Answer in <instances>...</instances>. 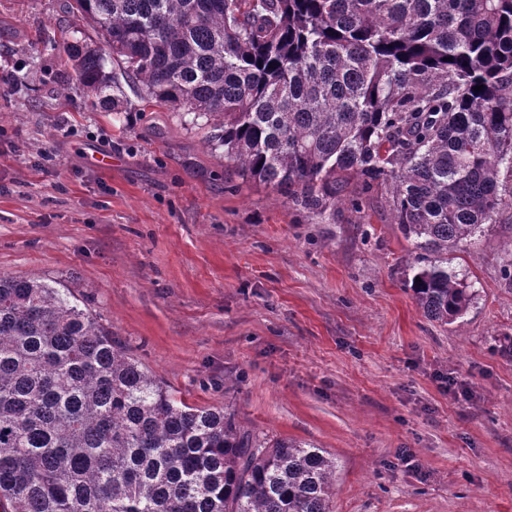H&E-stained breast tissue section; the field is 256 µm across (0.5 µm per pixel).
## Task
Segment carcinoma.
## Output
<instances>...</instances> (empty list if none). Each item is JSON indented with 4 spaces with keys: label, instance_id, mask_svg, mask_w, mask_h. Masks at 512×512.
I'll list each match as a JSON object with an SVG mask.
<instances>
[{
    "label": "carcinoma",
    "instance_id": "carcinoma-1",
    "mask_svg": "<svg viewBox=\"0 0 512 512\" xmlns=\"http://www.w3.org/2000/svg\"><path fill=\"white\" fill-rule=\"evenodd\" d=\"M64 7L92 105L119 112L135 84L317 214L342 177L388 190L424 315L467 311L448 250L512 205V0ZM335 475L314 445L175 398L65 289L0 275V512H333Z\"/></svg>",
    "mask_w": 512,
    "mask_h": 512
}]
</instances>
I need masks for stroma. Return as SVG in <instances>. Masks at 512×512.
Segmentation results:
<instances>
[{
  "mask_svg": "<svg viewBox=\"0 0 512 512\" xmlns=\"http://www.w3.org/2000/svg\"><path fill=\"white\" fill-rule=\"evenodd\" d=\"M60 2L0 0V275L69 288L188 404L328 452L334 512H512V208L448 254L466 314L430 320L386 189L315 214L135 92L91 107L43 44Z\"/></svg>",
  "mask_w": 512,
  "mask_h": 512,
  "instance_id": "obj_1",
  "label": "stroma"
}]
</instances>
